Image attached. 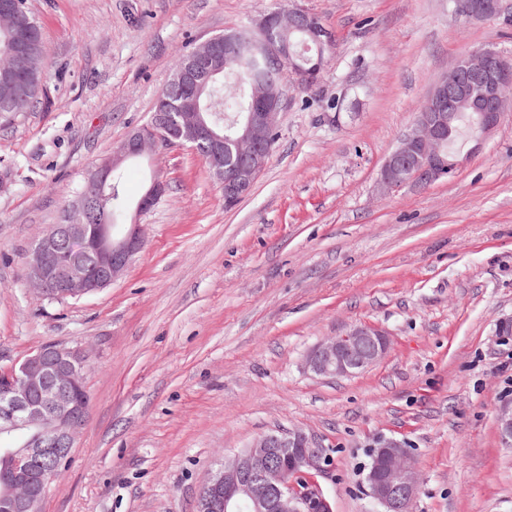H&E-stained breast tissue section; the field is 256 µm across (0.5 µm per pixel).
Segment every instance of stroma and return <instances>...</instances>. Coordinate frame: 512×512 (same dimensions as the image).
<instances>
[{
	"instance_id": "stroma-1",
	"label": "stroma",
	"mask_w": 512,
	"mask_h": 512,
	"mask_svg": "<svg viewBox=\"0 0 512 512\" xmlns=\"http://www.w3.org/2000/svg\"><path fill=\"white\" fill-rule=\"evenodd\" d=\"M335 33L319 85L288 88L250 194L225 208L185 147L138 217L125 275L51 302L26 258L88 170L150 117L176 59L284 0H28L50 68L0 129V367L49 342L88 351L90 408L43 512H196L224 454L300 428L331 450L334 512H376L369 450L399 441L413 512H512V111L450 178L385 193L380 168L432 82L468 51L512 54V23L451 0H293ZM369 324L387 356L351 377L303 360Z\"/></svg>"
}]
</instances>
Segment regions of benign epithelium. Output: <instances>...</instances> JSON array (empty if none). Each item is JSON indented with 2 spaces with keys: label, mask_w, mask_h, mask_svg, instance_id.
<instances>
[{
  "label": "benign epithelium",
  "mask_w": 512,
  "mask_h": 512,
  "mask_svg": "<svg viewBox=\"0 0 512 512\" xmlns=\"http://www.w3.org/2000/svg\"><path fill=\"white\" fill-rule=\"evenodd\" d=\"M459 15L483 20L504 14L503 0H456ZM19 0L0 3V30L11 31ZM303 32L317 48L315 65L299 63L285 34ZM334 36L300 6L274 11L253 27L211 37L182 56L168 85L175 91L169 107H159L150 120L132 131L111 155L95 164L74 195L61 220L51 225L27 255L28 283L45 299H80L119 280L144 244L142 225L132 220L114 228L86 224L83 214L99 194L112 170L133 160L154 162L163 146H186L208 165L224 195L235 204L246 197L272 153L268 133L277 129L284 105L283 76L297 88L313 87L324 66L325 51ZM250 47L272 61L276 78L267 83L254 110L236 138L224 134L201 111L200 94L215 80L216 63L241 47ZM512 56L491 48L463 55L430 87L413 127L398 141L380 170L381 186L398 191L407 185L426 186L453 175L467 158L445 148L457 111L466 107L480 120L468 137V154L477 152L499 126L507 100L512 98ZM165 184L152 175L135 212L154 206ZM388 336L370 325L352 327L340 336L315 345L305 369L318 377H347L385 357ZM86 350L47 343L24 359L0 368V436L21 437V443L0 448V457L13 478L0 488L5 512H42L50 486L58 480L59 464L47 460L68 456L85 426L90 395L85 386ZM501 440L512 445V407L498 413ZM385 465L365 475L370 497L380 512H411L420 476L400 442L386 440L374 449ZM37 478L24 477L32 465ZM330 465L329 449L302 429L264 433L224 462L201 486L197 512H333L315 475Z\"/></svg>",
  "instance_id": "1"
}]
</instances>
